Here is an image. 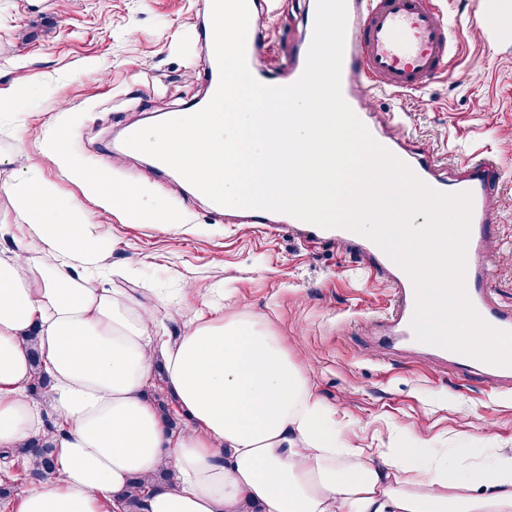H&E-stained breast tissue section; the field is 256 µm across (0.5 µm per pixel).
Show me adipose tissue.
Here are the masks:
<instances>
[{"mask_svg": "<svg viewBox=\"0 0 512 512\" xmlns=\"http://www.w3.org/2000/svg\"><path fill=\"white\" fill-rule=\"evenodd\" d=\"M87 185L135 222L179 229L163 206L141 205L138 185ZM4 189L36 242L0 250V451L47 434L56 455L55 476L7 512H121L118 495L135 479L142 512H512L511 453L481 466L420 442L379 453L349 445L287 337L211 307L160 337L163 298L90 275L112 245L109 225L51 182ZM32 330L51 378L40 406L27 392ZM159 358L164 389L191 419L178 433L147 398ZM163 461L177 474L166 487L152 480Z\"/></svg>", "mask_w": 512, "mask_h": 512, "instance_id": "1", "label": "adipose tissue"}]
</instances>
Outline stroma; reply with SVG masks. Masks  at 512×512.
Wrapping results in <instances>:
<instances>
[{
	"mask_svg": "<svg viewBox=\"0 0 512 512\" xmlns=\"http://www.w3.org/2000/svg\"><path fill=\"white\" fill-rule=\"evenodd\" d=\"M462 33L463 51L447 73L407 96L409 147L437 156L454 176L475 153L491 152L512 196V34L490 30L497 0H437ZM305 0L262 16L271 39L262 67L277 68L304 37ZM206 0H0V183L48 180L84 199L86 177L136 183L171 211L182 231L139 224L123 211L90 206L93 223L112 228L102 284L123 288L124 271L167 296L161 321L175 335L195 322L202 301L225 316L263 314L282 336L318 394L347 421L363 448L428 440L435 448L512 450V391L432 369L409 352L385 351L367 336L394 295L363 265L327 245L304 244L286 229L237 224L231 211L189 192L152 163L121 150L129 129L149 126L209 95L208 49L196 23ZM59 139L60 153L45 148ZM491 288L512 307V207L500 216ZM196 294H184L185 280ZM224 295L213 298L212 288Z\"/></svg>",
	"mask_w": 512,
	"mask_h": 512,
	"instance_id": "obj_1",
	"label": "stroma"
}]
</instances>
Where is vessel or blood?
Returning a JSON list of instances; mask_svg holds the SVG:
<instances>
[{
  "label": "vessel or blood",
  "mask_w": 512,
  "mask_h": 512,
  "mask_svg": "<svg viewBox=\"0 0 512 512\" xmlns=\"http://www.w3.org/2000/svg\"><path fill=\"white\" fill-rule=\"evenodd\" d=\"M347 27L341 68L342 95L365 124L373 138L396 157L402 158L413 173L432 189L472 195L470 237L467 246L465 284L469 299L490 326L512 331V309L500 306L490 293L491 264L497 251L493 222L502 206L495 183L503 171L494 160L467 162L461 174L446 180L440 162L425 151L405 154L395 132L405 126L407 110L400 105L377 114L367 106L374 94L395 98L417 91L446 73L462 38L454 31L447 16L431 0H346ZM303 40L288 64L277 75L259 73L258 80L267 86H288L302 75L310 48ZM245 224H275L286 228L302 240L327 243L356 256L395 292V305L381 323L378 338L381 346L400 347L426 356L440 368L458 376L478 375L493 389L512 390V367L491 365L471 357L425 344L416 340L410 322L416 300L407 273L391 261L381 248L359 234L343 228L323 229L290 215L261 209H244Z\"/></svg>",
  "instance_id": "1"
}]
</instances>
